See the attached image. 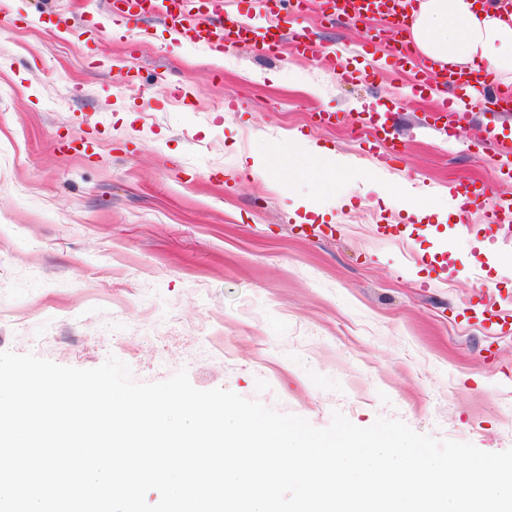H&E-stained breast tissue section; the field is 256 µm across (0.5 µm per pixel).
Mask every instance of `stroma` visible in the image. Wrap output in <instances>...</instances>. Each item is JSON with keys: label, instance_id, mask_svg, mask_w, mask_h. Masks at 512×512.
I'll list each match as a JSON object with an SVG mask.
<instances>
[{"label": "stroma", "instance_id": "stroma-1", "mask_svg": "<svg viewBox=\"0 0 512 512\" xmlns=\"http://www.w3.org/2000/svg\"><path fill=\"white\" fill-rule=\"evenodd\" d=\"M306 21L350 70L386 66L368 25L325 21L318 0ZM409 81L211 55L154 19L115 25L109 0H0V351L114 356L139 383L184 369L318 428L338 411L512 448V331L489 334L475 299L512 306V221L484 223L481 201L464 226L445 212L452 184L497 173L485 136L512 117L471 108L449 140ZM373 102L397 168L376 160ZM409 185L431 193L423 216Z\"/></svg>", "mask_w": 512, "mask_h": 512}]
</instances>
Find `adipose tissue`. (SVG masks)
Wrapping results in <instances>:
<instances>
[{
	"instance_id": "1",
	"label": "adipose tissue",
	"mask_w": 512,
	"mask_h": 512,
	"mask_svg": "<svg viewBox=\"0 0 512 512\" xmlns=\"http://www.w3.org/2000/svg\"><path fill=\"white\" fill-rule=\"evenodd\" d=\"M408 12L423 55L445 66H484L502 90L512 89L511 13L478 0H411Z\"/></svg>"
}]
</instances>
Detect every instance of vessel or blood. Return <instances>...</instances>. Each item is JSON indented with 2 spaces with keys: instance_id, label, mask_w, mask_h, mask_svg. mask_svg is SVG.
<instances>
[{
  "instance_id": "1",
  "label": "vessel or blood",
  "mask_w": 512,
  "mask_h": 512,
  "mask_svg": "<svg viewBox=\"0 0 512 512\" xmlns=\"http://www.w3.org/2000/svg\"><path fill=\"white\" fill-rule=\"evenodd\" d=\"M404 0H332L336 18H351L365 23L378 19L381 26L393 32L396 40L391 47V56L396 65L405 67L415 87L429 86L430 82L443 80L451 92L450 97L439 100L437 112L447 118L478 106L489 112H512V96L500 92L497 84L484 71L436 72L425 57L412 53L410 42L405 37L408 17L402 7ZM113 18L119 24H127L149 18V11L133 7L128 0H111ZM159 15L165 27L174 35L205 46L209 50L225 52L243 45L257 55H275L282 48H289L303 58H316L325 70L337 65L335 53L327 52L317 45L314 35L304 25V12L300 0H278L274 9L252 16L234 9L230 0H205L203 6L171 13L162 9ZM478 88L479 98L468 95V88ZM375 137L384 150L382 162H400L403 152L394 141L391 129L386 125L375 128ZM453 199L470 206L474 199L494 197V204L486 211L485 221L500 224L512 216V181L499 177L494 181H472L452 188Z\"/></svg>"
}]
</instances>
